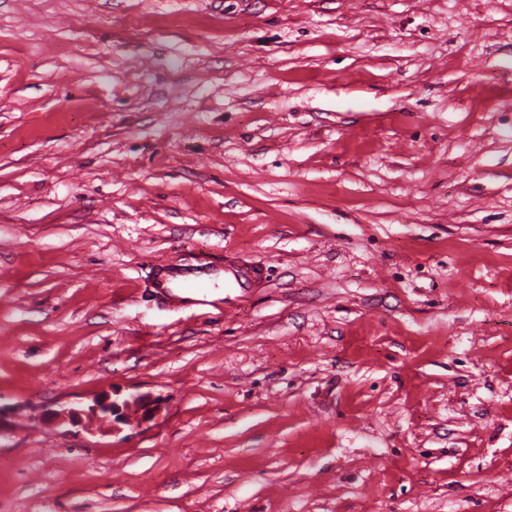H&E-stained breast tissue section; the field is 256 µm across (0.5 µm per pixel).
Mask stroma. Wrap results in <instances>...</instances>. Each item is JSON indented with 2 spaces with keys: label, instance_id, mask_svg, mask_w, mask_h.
<instances>
[{
  "label": "stroma",
  "instance_id": "35a3bbf8",
  "mask_svg": "<svg viewBox=\"0 0 512 512\" xmlns=\"http://www.w3.org/2000/svg\"><path fill=\"white\" fill-rule=\"evenodd\" d=\"M0 407V512H512V0H0ZM262 269L259 266H253L246 269L239 267L224 268V285L227 288H251L261 278ZM205 276H209L208 274H206L205 271H196L193 273H188L182 270H166L164 273L161 274V277L158 280V288H161V292L165 295V297L167 295L169 299H183L179 297L177 294L173 293L172 288L169 287V284L173 280H176L179 277H183V280L186 283L179 286L178 289L200 288L203 282L206 280ZM132 407L141 411V420L150 418L154 413V406H150L142 396L126 399L121 403L109 396H98L90 404L76 403L52 410L50 418L59 425L83 428L87 421L99 420L111 423L113 429L116 424H127V412Z\"/></svg>",
  "mask_w": 512,
  "mask_h": 512
}]
</instances>
